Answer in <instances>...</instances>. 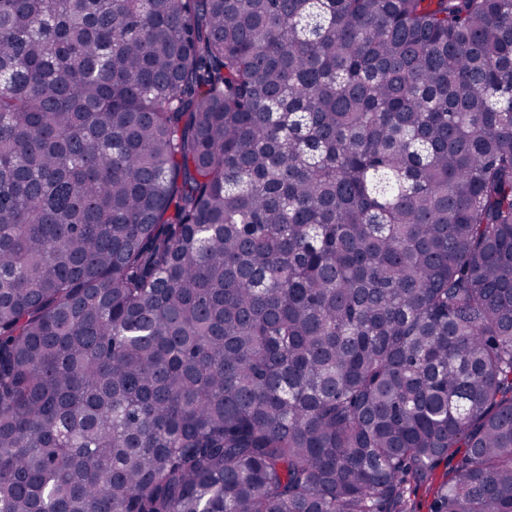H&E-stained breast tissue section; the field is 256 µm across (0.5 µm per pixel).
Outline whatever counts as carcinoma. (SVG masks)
<instances>
[{
	"mask_svg": "<svg viewBox=\"0 0 512 512\" xmlns=\"http://www.w3.org/2000/svg\"><path fill=\"white\" fill-rule=\"evenodd\" d=\"M512 512V0H0V512ZM447 472V463L441 462L428 482L418 487L412 485L410 493L407 494L406 512H430L434 492L445 480Z\"/></svg>",
	"mask_w": 512,
	"mask_h": 512,
	"instance_id": "carcinoma-1",
	"label": "carcinoma"
}]
</instances>
